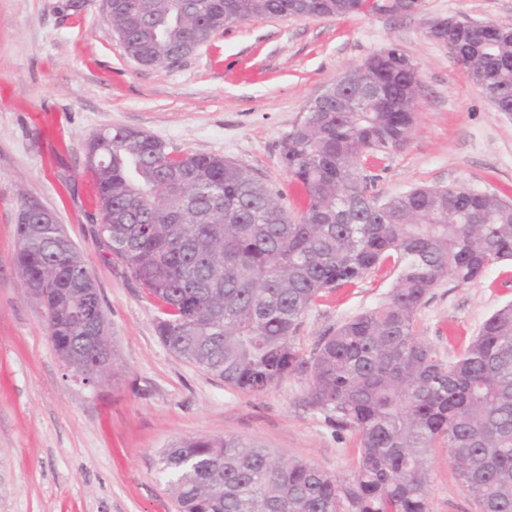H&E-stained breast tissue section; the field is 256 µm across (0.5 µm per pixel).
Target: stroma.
<instances>
[{"mask_svg":"<svg viewBox=\"0 0 512 512\" xmlns=\"http://www.w3.org/2000/svg\"><path fill=\"white\" fill-rule=\"evenodd\" d=\"M465 16L512 23V0H419L397 15L269 17L226 25L173 65L131 59L103 0H0V512H178L161 472L164 448L185 439L239 437L338 478L351 474L353 433L301 406L287 377L250 394L171 352L153 302L97 241L84 146L114 126L144 130L168 149L233 160L304 203L279 144L311 99L388 45L416 64L417 111L407 143L370 167L379 199L418 187L512 190V112L495 111L432 22ZM34 199L64 224L99 290L115 352L103 379L82 381L56 351L40 305L14 259L17 216ZM393 266L329 291L302 318L296 347L385 301ZM512 303V263L459 286L442 282L414 333L444 361ZM432 512H476L447 449L428 460Z\"/></svg>","mask_w":512,"mask_h":512,"instance_id":"obj_1","label":"stroma"}]
</instances>
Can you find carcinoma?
Wrapping results in <instances>:
<instances>
[{"label":"carcinoma","mask_w":512,"mask_h":512,"mask_svg":"<svg viewBox=\"0 0 512 512\" xmlns=\"http://www.w3.org/2000/svg\"><path fill=\"white\" fill-rule=\"evenodd\" d=\"M379 4L112 0L110 24L126 52L156 66L240 19L335 17ZM448 36L459 41L456 66L496 111L512 112V24ZM353 76L386 95L358 112L329 102L281 142L283 168L306 196L296 214L234 161L169 152L142 130L112 127L86 145L99 243L158 305L162 343L243 392L299 376L305 404L359 438L343 480L238 437L174 443L161 473L179 512H431L435 448L449 449L477 512H512V304L454 362L414 334L440 283L467 285L512 260V206L454 187L371 195L364 163L406 144L416 111L406 89L417 67L390 46ZM28 204L16 267L66 366L92 380L107 372L101 358H115L97 287L54 212ZM387 262L397 269L387 300L300 354L293 340L305 312Z\"/></svg>","instance_id":"cac0c4a2"}]
</instances>
